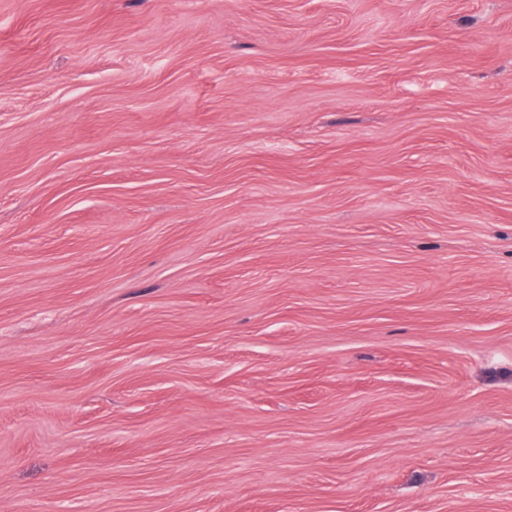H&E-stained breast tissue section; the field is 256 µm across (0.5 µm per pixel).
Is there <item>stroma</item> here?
I'll return each mask as SVG.
<instances>
[{
  "mask_svg": "<svg viewBox=\"0 0 512 512\" xmlns=\"http://www.w3.org/2000/svg\"><path fill=\"white\" fill-rule=\"evenodd\" d=\"M0 512H512V0H0Z\"/></svg>",
  "mask_w": 512,
  "mask_h": 512,
  "instance_id": "stroma-1",
  "label": "stroma"
}]
</instances>
